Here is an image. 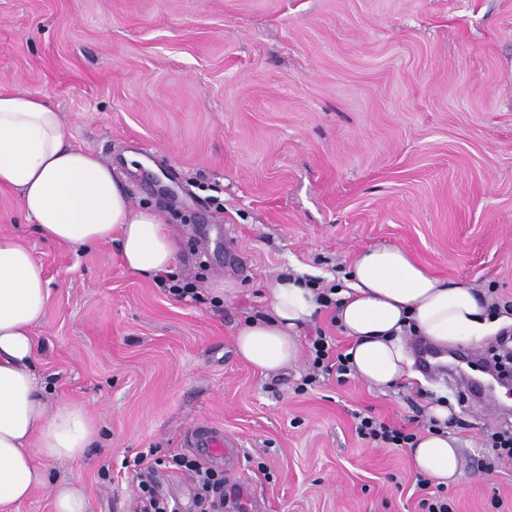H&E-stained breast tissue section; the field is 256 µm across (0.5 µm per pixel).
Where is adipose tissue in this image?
I'll use <instances>...</instances> for the list:
<instances>
[{"label": "adipose tissue", "instance_id": "1", "mask_svg": "<svg viewBox=\"0 0 512 512\" xmlns=\"http://www.w3.org/2000/svg\"><path fill=\"white\" fill-rule=\"evenodd\" d=\"M17 192L40 237L72 249L118 242L123 265L146 277L171 272L177 245L161 217L137 207L112 167L70 144L62 115L43 97L0 93V188ZM48 289L31 251L0 233V512L50 487L54 512H88L82 485L50 481L46 463L83 459L96 434L86 409L51 404L35 367V328ZM337 324L351 338L356 376L384 389L408 373L405 342L414 334L444 349L474 343L512 325L494 315L473 287L452 284L398 247L378 245L355 260L335 294ZM267 316L237 333L239 357L271 371L296 362L297 336L319 309L316 294L294 276L275 279ZM418 473L442 483L459 476L446 431L418 439Z\"/></svg>", "mask_w": 512, "mask_h": 512}]
</instances>
